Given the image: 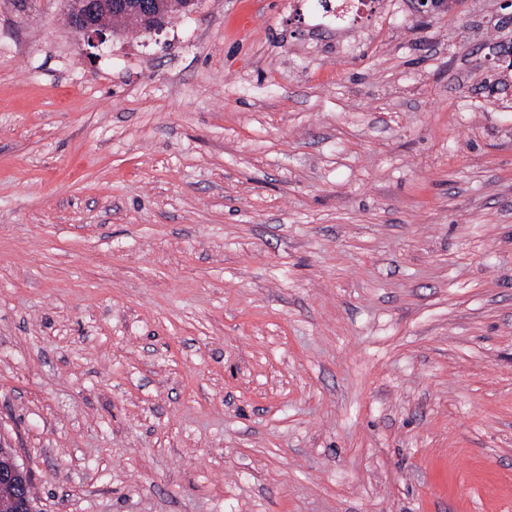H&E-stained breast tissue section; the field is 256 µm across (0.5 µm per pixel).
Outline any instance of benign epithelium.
I'll return each mask as SVG.
<instances>
[{
  "label": "benign epithelium",
  "mask_w": 512,
  "mask_h": 512,
  "mask_svg": "<svg viewBox=\"0 0 512 512\" xmlns=\"http://www.w3.org/2000/svg\"><path fill=\"white\" fill-rule=\"evenodd\" d=\"M158 0H72L67 14L69 27L87 38L88 44L96 47L107 40L112 24L106 18L112 15L131 17L135 20L134 32L152 33L160 31L154 5ZM7 462L0 470V485L25 486L31 480L28 469L19 464L12 449L6 450Z\"/></svg>",
  "instance_id": "7a95c632"
}]
</instances>
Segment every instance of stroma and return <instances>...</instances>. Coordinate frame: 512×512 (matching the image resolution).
<instances>
[{
    "mask_svg": "<svg viewBox=\"0 0 512 512\" xmlns=\"http://www.w3.org/2000/svg\"><path fill=\"white\" fill-rule=\"evenodd\" d=\"M0 0V442L39 512H512L501 0ZM158 3V0H72L67 21L75 33L87 37L88 44L97 47L107 40V33H112V24L105 20L112 15L133 18L135 27L131 30L136 33L162 30L156 22L159 16L154 15L153 4Z\"/></svg>",
    "mask_w": 512,
    "mask_h": 512,
    "instance_id": "stroma-1",
    "label": "stroma"
}]
</instances>
